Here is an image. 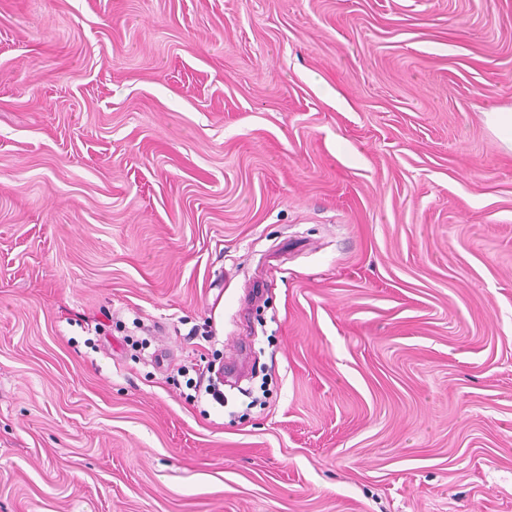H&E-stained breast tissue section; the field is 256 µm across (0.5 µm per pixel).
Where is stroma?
<instances>
[{
    "label": "stroma",
    "mask_w": 512,
    "mask_h": 512,
    "mask_svg": "<svg viewBox=\"0 0 512 512\" xmlns=\"http://www.w3.org/2000/svg\"><path fill=\"white\" fill-rule=\"evenodd\" d=\"M493 109L512 0H0V512H512ZM203 357H199V360L191 358L179 366L178 372L189 375L193 373L194 377L187 379V386L194 391V395L186 394L185 400L189 402H198L203 396H210L211 400L216 404H223L224 392L219 388V385L208 376L207 384L204 386V380L206 373L212 374V364L202 366L201 362L204 361Z\"/></svg>",
    "instance_id": "35a3bbf8"
}]
</instances>
